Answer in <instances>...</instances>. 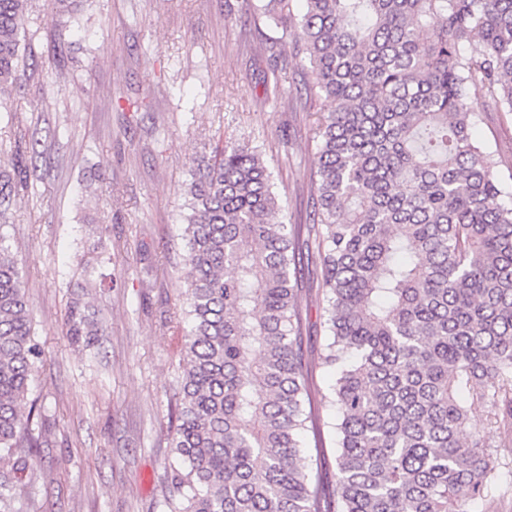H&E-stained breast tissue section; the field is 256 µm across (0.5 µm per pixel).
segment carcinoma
<instances>
[{"mask_svg":"<svg viewBox=\"0 0 512 512\" xmlns=\"http://www.w3.org/2000/svg\"><path fill=\"white\" fill-rule=\"evenodd\" d=\"M25 0H0V88L27 76ZM309 63L318 118L313 213L284 222L261 153L224 137L192 164L171 448V512H500L512 439L469 425L475 405L512 436V199L473 137L468 87L512 112V0H245ZM16 179L0 176V223L28 184L40 140L16 126ZM320 260V364L334 371V480L302 450L308 361L302 248ZM66 336L104 325L69 306ZM41 349L18 259L0 235V512H20L38 448L28 399Z\"/></svg>","mask_w":512,"mask_h":512,"instance_id":"carcinoma-1","label":"carcinoma"}]
</instances>
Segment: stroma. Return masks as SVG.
I'll use <instances>...</instances> for the list:
<instances>
[{
	"mask_svg": "<svg viewBox=\"0 0 512 512\" xmlns=\"http://www.w3.org/2000/svg\"><path fill=\"white\" fill-rule=\"evenodd\" d=\"M243 0H83L59 14L27 0L20 34L42 64L24 87L0 92V168L15 154L12 117L35 128L44 152L1 229L17 255L42 354L30 389L42 417L39 453L26 456L33 512H171L169 439L181 332L176 304L189 167L219 135L249 139L272 174L286 221L305 224L317 168L316 114L296 93L308 63L283 29L246 14ZM288 60L285 98L267 96L271 53ZM469 98L480 141L512 192V114ZM317 254L304 261L303 333L313 477L335 470L336 409L321 395L323 296ZM86 295L106 334L92 350L69 344L64 320Z\"/></svg>",
	"mask_w": 512,
	"mask_h": 512,
	"instance_id": "obj_1",
	"label": "stroma"
}]
</instances>
